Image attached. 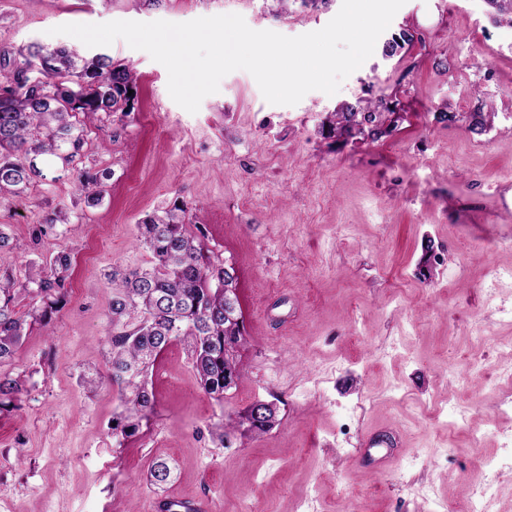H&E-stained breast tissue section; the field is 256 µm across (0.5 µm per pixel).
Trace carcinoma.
Here are the masks:
<instances>
[{
    "instance_id": "1",
    "label": "carcinoma",
    "mask_w": 512,
    "mask_h": 512,
    "mask_svg": "<svg viewBox=\"0 0 512 512\" xmlns=\"http://www.w3.org/2000/svg\"><path fill=\"white\" fill-rule=\"evenodd\" d=\"M414 35L406 30L392 37L383 52L391 57ZM136 76L132 70L99 54L78 64V55L64 47L48 49L32 43L14 57L0 59V194L25 192L36 179H47L41 165L68 172L89 205L103 201L111 173H92L81 167L88 127L104 114L127 117L134 109ZM393 109L380 103L348 104L335 113L321 131L325 138L367 135L374 139L392 122ZM188 205L175 204L139 225L138 241L151 255L147 267L114 268L107 274L112 295L107 305L106 374L96 368L80 376L95 387L108 380L117 389L121 410L112 415V440L120 448L136 436L156 412V398L148 376L169 345L185 346L203 393L222 403L224 394L241 379L234 352L246 341L237 282L224 259L206 243L203 228L187 218ZM68 219L54 211L35 224L30 242L64 238ZM73 270L71 250L59 247L46 258L32 260L23 279L0 268V406L20 401L21 374L9 366L34 326L48 327L52 314L65 300ZM28 311H16L20 299ZM277 422V412L257 418L254 407L215 424L221 442L236 434L266 433ZM151 484L160 487L174 479L170 463L156 458L149 468Z\"/></svg>"
}]
</instances>
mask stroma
I'll return each mask as SVG.
<instances>
[{
	"label": "stroma",
	"mask_w": 512,
	"mask_h": 512,
	"mask_svg": "<svg viewBox=\"0 0 512 512\" xmlns=\"http://www.w3.org/2000/svg\"><path fill=\"white\" fill-rule=\"evenodd\" d=\"M342 0L313 10L290 0H0V51L36 42L81 56L104 53L136 74L130 118H103L84 163L112 173L96 206L75 201L72 179L37 180L0 196V226L17 250L0 265L23 270L32 225L66 212L76 265L51 331L31 329L14 365L28 392L0 412V512H158L165 498L206 512H430L479 483L496 493L487 512H512V469L486 456L512 436L491 374L512 368L493 346L512 342V26L483 0H407L388 32L412 44L373 55L334 95L272 105L237 70L197 113L177 105L166 68L124 40L98 49L52 34L67 23H182L237 13L254 30L298 36L322 29ZM384 97L397 120L378 139H326L345 103ZM442 112L459 116L439 121ZM490 125L470 130V113ZM188 204L210 248L232 261L246 343L242 379L223 402L201 390L181 344L150 374L154 417L123 447L109 429L118 394L88 391L85 368L106 367L104 273L145 265L137 241L147 214ZM490 351V375L469 355ZM258 400L275 402L263 435L221 444L211 425ZM468 423L448 417L449 402ZM402 437L384 472L364 465L368 430ZM483 437L469 445L470 433ZM169 459L178 479L158 489L150 462Z\"/></svg>",
	"instance_id": "obj_1"
}]
</instances>
